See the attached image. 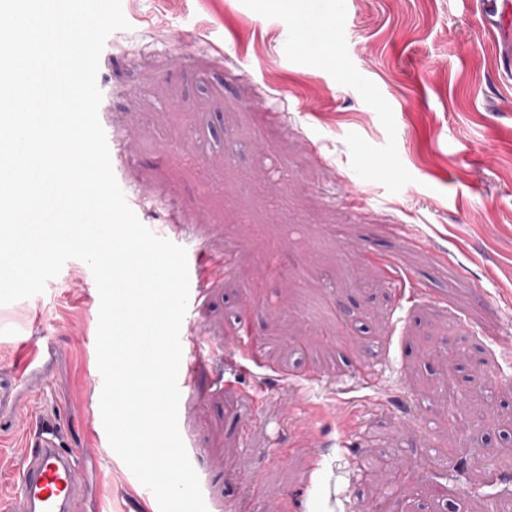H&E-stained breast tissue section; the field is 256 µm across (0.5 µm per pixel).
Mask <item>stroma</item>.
I'll return each instance as SVG.
<instances>
[{
    "mask_svg": "<svg viewBox=\"0 0 512 512\" xmlns=\"http://www.w3.org/2000/svg\"><path fill=\"white\" fill-rule=\"evenodd\" d=\"M122 0L100 57L116 179L187 253L223 250L189 304L179 429L208 512H477L512 457V72L472 0ZM322 15L333 38L295 23ZM100 298L82 261L0 305V373L49 349L0 425V503L39 423L95 458L78 512H159L100 412ZM497 418L450 423L476 371ZM409 469L379 494L366 456ZM447 472L425 484L430 471Z\"/></svg>",
    "mask_w": 512,
    "mask_h": 512,
    "instance_id": "obj_1",
    "label": "stroma"
}]
</instances>
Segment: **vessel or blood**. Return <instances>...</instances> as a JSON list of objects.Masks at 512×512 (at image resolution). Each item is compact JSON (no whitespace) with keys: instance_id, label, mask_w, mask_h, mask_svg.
Wrapping results in <instances>:
<instances>
[{"instance_id":"1","label":"vessel or blood","mask_w":512,"mask_h":512,"mask_svg":"<svg viewBox=\"0 0 512 512\" xmlns=\"http://www.w3.org/2000/svg\"><path fill=\"white\" fill-rule=\"evenodd\" d=\"M223 271V256L197 253L189 268L191 297H200L202 288ZM23 351V360L17 368L9 375L0 376V412L13 404L15 392L25 386L40 361L33 345L24 344ZM59 439L54 426H42L25 458L16 488L22 512H74L83 497L86 461L80 451L62 448Z\"/></svg>"}]
</instances>
